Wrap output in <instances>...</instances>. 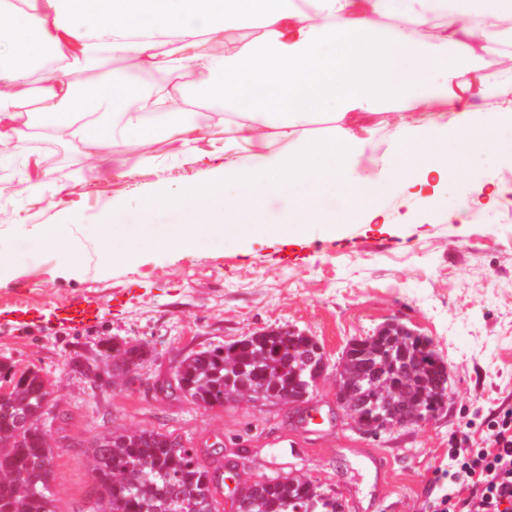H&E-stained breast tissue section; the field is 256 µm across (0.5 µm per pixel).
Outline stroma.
I'll list each match as a JSON object with an SVG mask.
<instances>
[{
    "instance_id": "1",
    "label": "stroma",
    "mask_w": 512,
    "mask_h": 512,
    "mask_svg": "<svg viewBox=\"0 0 512 512\" xmlns=\"http://www.w3.org/2000/svg\"><path fill=\"white\" fill-rule=\"evenodd\" d=\"M184 110L205 119L216 113L194 98ZM401 118L385 108L340 122L372 140L363 174H375ZM47 138L44 120H35L28 148L0 157V243L17 256L14 278L0 285V362L19 373L39 371L53 391L44 424L53 512H95L99 489L87 449L111 429L155 430L195 449L214 476L217 512L230 507V467L249 485L307 476L335 492L345 512H423L438 471L448 467L450 440L466 434L486 446L482 421L512 410V210L502 202L512 158L483 153L469 179L452 176L437 192L386 198L400 223L352 222L337 234L311 225L291 260L287 244L229 237L190 255L150 254L134 266L116 260L105 275L91 265L75 280L60 275L52 255L32 250L26 231L75 222L83 242L103 213L118 224L138 223L139 199L207 180L223 164L224 123L215 120L197 141L191 162L171 137L146 146L144 154L156 158L151 165L118 141L99 148L91 163L78 141L62 139L60 163L52 166L40 148ZM118 169L134 175L116 178ZM46 174V192L22 193L23 184ZM473 184L493 198L465 220L460 213ZM77 302L92 310L91 321H63V308ZM391 322L430 340L450 369L451 393L434 417L371 436L336 401V364L351 340ZM277 327L304 331L323 348L327 368L306 403L238 399L207 408L174 389L186 356ZM114 342L146 347L133 384L95 383L74 371L75 361ZM309 406L324 417L321 431L302 424ZM372 454L388 461L386 472L366 466Z\"/></svg>"
}]
</instances>
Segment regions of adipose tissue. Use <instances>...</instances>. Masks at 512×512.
<instances>
[{
	"mask_svg": "<svg viewBox=\"0 0 512 512\" xmlns=\"http://www.w3.org/2000/svg\"><path fill=\"white\" fill-rule=\"evenodd\" d=\"M512 0H25L24 8L0 6V154L26 134L18 87L35 93L33 114L49 119L96 115L81 129L88 157L121 135L139 150L156 133L178 138L184 159L194 154L201 123L183 112L181 90L155 88L147 96L118 90L107 60L130 58L134 67L160 77L187 72L195 96L227 106L237 119L225 138L226 156L212 179L190 181L179 190H160L139 203L141 244L114 240L109 221L85 251L72 248L70 224H36L33 249L53 253L64 276L80 278L93 253L99 272L114 259L134 264L145 252L188 255L202 243L224 241L233 230L245 239L283 243L303 239L310 225L339 230L348 215L363 224H389L383 200L402 188L418 195L437 189L448 174L467 177L478 153L495 152L505 129H512V80L502 103L478 108L473 101L484 81L485 56L512 44V27L502 26ZM447 18L443 35L423 39L415 27L432 16ZM394 22L377 34L374 20ZM258 20L250 40L228 43L222 54L209 48L232 24ZM54 57L60 65L46 71ZM98 73L93 95L77 94L73 79ZM446 112L431 115L434 103ZM426 112L430 118L401 121L395 149L379 160L376 175L357 173L371 140L336 126L324 141L304 139L299 129L314 114H369L386 106ZM160 111V129L150 128L146 110ZM279 130L270 141L268 128ZM277 204V220L263 217ZM176 210L186 221L157 233L156 212Z\"/></svg>",
	"mask_w": 512,
	"mask_h": 512,
	"instance_id": "ef3b65f1",
	"label": "adipose tissue"
}]
</instances>
